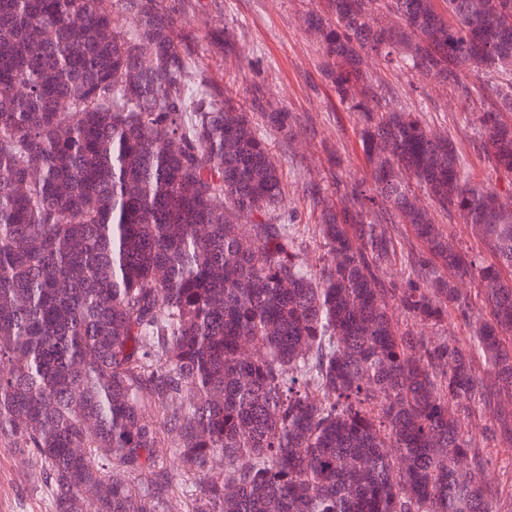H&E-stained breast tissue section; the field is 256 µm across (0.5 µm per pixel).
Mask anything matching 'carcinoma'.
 Returning <instances> with one entry per match:
<instances>
[{"mask_svg":"<svg viewBox=\"0 0 512 512\" xmlns=\"http://www.w3.org/2000/svg\"><path fill=\"white\" fill-rule=\"evenodd\" d=\"M103 2L0 0V439L41 462L56 512L88 493L97 512H156L170 479L127 475L164 429L187 476L224 457L195 512H495L461 419L486 410V445H512V0L302 17L367 171L349 183L336 164L339 206L307 187L318 269L276 214L263 132L291 148L315 129L258 86L245 107L213 84L181 0H114L119 29ZM381 69L482 98L495 179L473 180ZM453 318L465 345L415 330Z\"/></svg>","mask_w":512,"mask_h":512,"instance_id":"carcinoma-1","label":"carcinoma"}]
</instances>
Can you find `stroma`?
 Masks as SVG:
<instances>
[{"mask_svg":"<svg viewBox=\"0 0 512 512\" xmlns=\"http://www.w3.org/2000/svg\"><path fill=\"white\" fill-rule=\"evenodd\" d=\"M316 5L317 0H277L276 9L271 10L266 0H189L187 4V18L199 35L198 63L208 78L233 89L243 103L251 98L253 84H260L267 98L317 130L314 141L293 150L283 145L275 131L265 133L287 185L282 207L298 213L301 251L314 267L323 264L325 249L316 219L304 202L305 188L316 182L328 195H335L331 178L335 153L356 133L354 122L337 126L322 92L319 54L301 27L302 15ZM216 28L225 29V45L210 44L209 34ZM398 86L407 104L417 102L420 94L430 95L437 106L434 120L466 151L477 177L487 178L488 165L472 145L480 105L462 103L449 88L435 91L425 85L416 91L404 78ZM173 442V435H162L155 450L158 469L176 482L164 504L177 506L178 512H192L204 498V485L186 478ZM0 512H55L53 490L40 464H22L13 443L4 440L0 441Z\"/></svg>","mask_w":512,"mask_h":512,"instance_id":"stroma-1","label":"stroma"}]
</instances>
